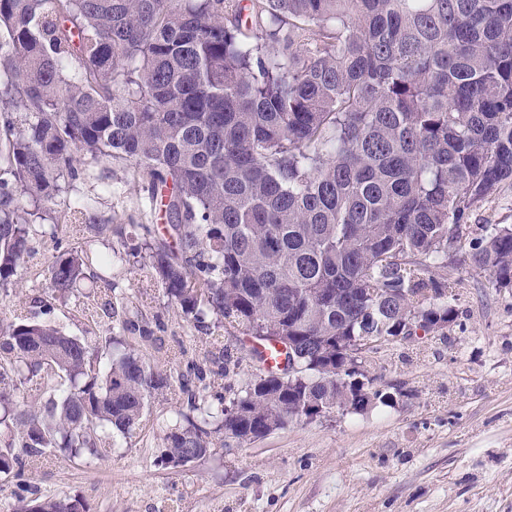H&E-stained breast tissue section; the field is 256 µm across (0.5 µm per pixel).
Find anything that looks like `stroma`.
I'll use <instances>...</instances> for the list:
<instances>
[{
    "label": "stroma",
    "mask_w": 512,
    "mask_h": 512,
    "mask_svg": "<svg viewBox=\"0 0 512 512\" xmlns=\"http://www.w3.org/2000/svg\"><path fill=\"white\" fill-rule=\"evenodd\" d=\"M85 166V178L30 221L32 256L17 282L0 286V317L39 313L42 301L53 300L48 269L61 248L83 247L110 256L104 274L137 327L126 339L147 360L177 376L215 340L247 355L250 337L228 335L211 318H185L148 267L126 262L117 238L73 232L58 243L48 235L50 225L70 224L79 199L97 223L128 236L143 224H166L163 211L144 206L148 179L131 162ZM449 274L456 314L447 332L387 344L370 356L374 384L397 393L395 406L294 422L172 468L157 461L175 422L170 402L159 397L142 428L117 437L111 459L52 458L28 474L43 494L82 499L90 512H512V288L494 287L458 260ZM98 288L89 279L68 299L53 300V318L66 333L119 332L115 320L84 310ZM142 327L153 341H140Z\"/></svg>",
    "instance_id": "stroma-1"
}]
</instances>
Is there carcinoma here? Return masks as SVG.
Segmentation results:
<instances>
[{"instance_id": "obj_1", "label": "carcinoma", "mask_w": 512, "mask_h": 512, "mask_svg": "<svg viewBox=\"0 0 512 512\" xmlns=\"http://www.w3.org/2000/svg\"><path fill=\"white\" fill-rule=\"evenodd\" d=\"M122 159L159 187L171 224H141L128 256L185 317L234 336H286L281 370L224 405L207 377L245 358L215 347L189 372L133 348L94 360L95 336L0 319V476L13 512H89L25 476L57 452L105 460L151 400L176 411L161 465L251 442L344 406L343 366L392 336L452 322L448 233L512 181V0H0V284L31 257L26 224L76 164ZM27 198L32 210L19 206ZM471 270L512 288V225L459 243ZM85 250L50 268L64 297L93 274ZM112 315V283L89 313ZM39 397L19 400L18 384ZM370 407L397 396L370 391Z\"/></svg>"}]
</instances>
